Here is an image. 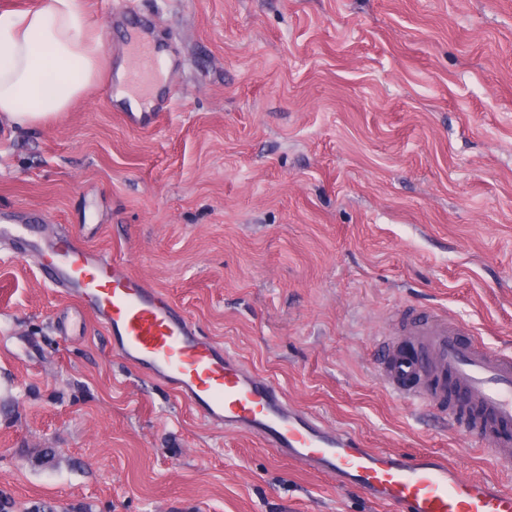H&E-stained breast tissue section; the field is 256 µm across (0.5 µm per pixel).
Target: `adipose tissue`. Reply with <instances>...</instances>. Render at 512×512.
Wrapping results in <instances>:
<instances>
[{
    "instance_id": "obj_1",
    "label": "adipose tissue",
    "mask_w": 512,
    "mask_h": 512,
    "mask_svg": "<svg viewBox=\"0 0 512 512\" xmlns=\"http://www.w3.org/2000/svg\"><path fill=\"white\" fill-rule=\"evenodd\" d=\"M103 53L81 0L0 12V120L28 128L67 111L94 82Z\"/></svg>"
}]
</instances>
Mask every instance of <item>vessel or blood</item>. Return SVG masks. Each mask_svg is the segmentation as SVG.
<instances>
[{
    "mask_svg": "<svg viewBox=\"0 0 512 512\" xmlns=\"http://www.w3.org/2000/svg\"><path fill=\"white\" fill-rule=\"evenodd\" d=\"M121 52L136 60L127 86L153 88L158 63L150 38H131ZM0 246L37 260L60 295L102 327L113 355L171 389L211 426L256 438L276 455L361 491L382 512H512V489L496 480L464 477L434 452L365 447L352 432L289 403L274 382L202 336L166 293L69 231L43 239L27 225L1 224ZM401 323L410 347L387 341L379 376L405 399L466 423L476 446L512 472V354L469 338L439 313L405 314Z\"/></svg>",
    "mask_w": 512,
    "mask_h": 512,
    "instance_id": "vessel-or-blood-1",
    "label": "vessel or blood"
}]
</instances>
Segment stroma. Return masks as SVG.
Masks as SVG:
<instances>
[{"mask_svg": "<svg viewBox=\"0 0 512 512\" xmlns=\"http://www.w3.org/2000/svg\"><path fill=\"white\" fill-rule=\"evenodd\" d=\"M95 83L0 122V224L126 261L201 335L366 447L512 473L374 361L439 310L512 353V0H83ZM168 61L147 132L112 101L132 21ZM55 451L52 460L43 449ZM0 512H381L208 425L0 250Z\"/></svg>", "mask_w": 512, "mask_h": 512, "instance_id": "1", "label": "stroma"}]
</instances>
